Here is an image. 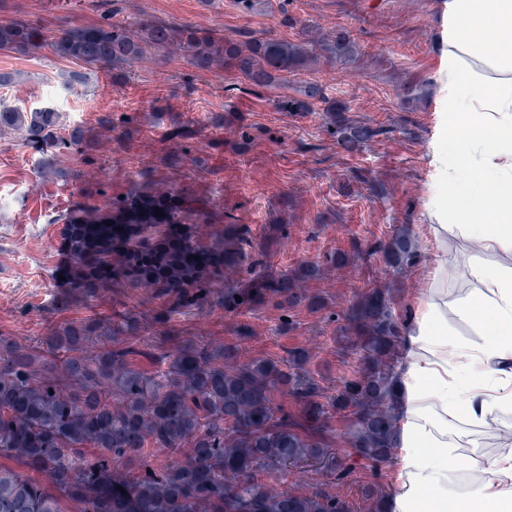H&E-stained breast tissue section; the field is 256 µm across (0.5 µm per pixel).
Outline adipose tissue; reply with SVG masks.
<instances>
[{
	"mask_svg": "<svg viewBox=\"0 0 512 512\" xmlns=\"http://www.w3.org/2000/svg\"><path fill=\"white\" fill-rule=\"evenodd\" d=\"M442 134L432 215L434 288L409 320L397 383L405 417L395 436L389 512H512V455L472 460L451 489L448 425L512 413V0H445ZM473 282L448 292V242ZM474 320L472 336L449 313Z\"/></svg>",
	"mask_w": 512,
	"mask_h": 512,
	"instance_id": "adipose-tissue-1",
	"label": "adipose tissue"
}]
</instances>
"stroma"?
Masks as SVG:
<instances>
[{
    "label": "stroma",
    "instance_id": "obj_1",
    "mask_svg": "<svg viewBox=\"0 0 512 512\" xmlns=\"http://www.w3.org/2000/svg\"><path fill=\"white\" fill-rule=\"evenodd\" d=\"M442 0H0V24L24 20L54 29L97 23L104 11L138 24L144 19L191 23L218 36L250 32L291 41L303 30L347 33L352 56L319 49L309 65L287 74L284 85L254 92L224 70L200 72L176 51H152L113 71L76 64L38 51L0 50V103L32 110L53 107L59 134L80 133L87 154L59 149L44 155L23 145L17 130L0 131V339L29 344L64 324L108 317L133 308L163 309L146 287H112L92 300L71 295L61 275L69 264L65 226L57 215L78 205L107 209L150 170L155 188H189L209 197L215 211H232L251 232L254 252L265 255L263 275H281L303 264L318 267L303 282L320 296L321 309L299 306L293 330L277 327L274 305L225 313L207 303L175 312L168 325L149 324L136 345L163 343L167 328L204 336L212 346L238 341L241 360L281 358L306 349L310 374L324 397H333L355 369L337 338L351 305L378 288L387 293L399 324H406L416 298L431 286L433 264L431 188L444 98L439 58ZM321 84L350 121L369 125L374 137L354 151L338 144L329 113L294 116L270 101L295 94L304 83ZM130 118L128 134L113 139L101 118ZM195 133L179 151L165 133L171 120ZM222 138L213 150V138ZM405 234L415 257L402 268L388 263L382 245ZM361 251L338 267L330 258ZM248 326L250 338L236 340ZM342 415H332L326 437L347 459L351 476L342 483L326 471L298 462L273 470L268 491L308 494L315 489L343 499L350 512H375L366 491L370 472L351 456Z\"/></svg>",
    "mask_w": 512,
    "mask_h": 512
}]
</instances>
